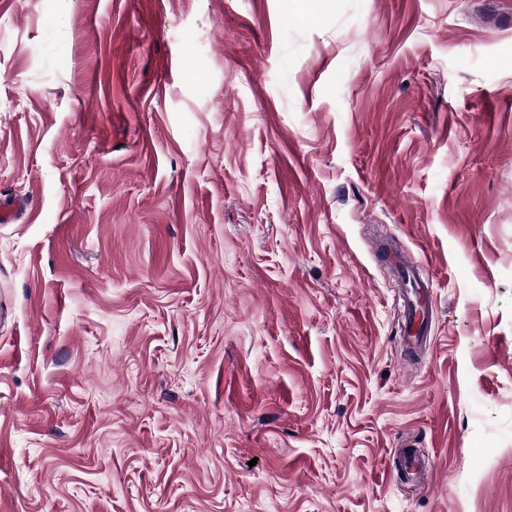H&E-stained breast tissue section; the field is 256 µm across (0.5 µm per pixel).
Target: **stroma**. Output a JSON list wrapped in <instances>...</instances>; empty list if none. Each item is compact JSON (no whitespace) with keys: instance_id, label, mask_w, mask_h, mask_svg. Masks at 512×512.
<instances>
[{"instance_id":"obj_1","label":"stroma","mask_w":512,"mask_h":512,"mask_svg":"<svg viewBox=\"0 0 512 512\" xmlns=\"http://www.w3.org/2000/svg\"><path fill=\"white\" fill-rule=\"evenodd\" d=\"M313 8L0 0V512H512V0ZM387 262L394 268L401 269L403 273L406 274L408 280L414 282L413 298L409 305L408 318L406 321V336L408 346L415 349L423 336H427L428 334V322L432 315L431 297L433 278L419 263H417V267L424 271L423 273L416 272L414 266L404 255H389Z\"/></svg>"}]
</instances>
